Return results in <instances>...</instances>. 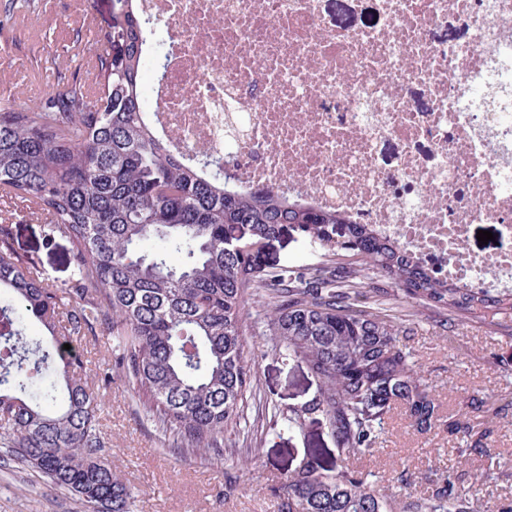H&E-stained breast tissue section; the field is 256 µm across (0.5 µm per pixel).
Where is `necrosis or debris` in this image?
<instances>
[{"label":"necrosis or debris","mask_w":512,"mask_h":512,"mask_svg":"<svg viewBox=\"0 0 512 512\" xmlns=\"http://www.w3.org/2000/svg\"><path fill=\"white\" fill-rule=\"evenodd\" d=\"M373 3L372 17L348 25L323 0H137L167 44L145 118L186 162L200 146L223 156L238 189L367 225L438 278L510 290L512 0ZM452 15L471 39L429 40ZM412 86L428 111L410 101ZM422 139L433 164L411 149ZM384 140L403 146L395 168ZM481 223L500 229L493 254L467 247Z\"/></svg>","instance_id":"necrosis-or-debris-1"}]
</instances>
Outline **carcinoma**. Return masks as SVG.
Listing matches in <instances>:
<instances>
[{
    "mask_svg": "<svg viewBox=\"0 0 512 512\" xmlns=\"http://www.w3.org/2000/svg\"><path fill=\"white\" fill-rule=\"evenodd\" d=\"M105 31L103 88L93 102L74 89L52 105L0 112V193L32 201L51 217L50 235L68 239V287L44 281L16 253L0 224V447L83 512H135L134 492L103 455L98 397L72 337L112 331L120 365L146 397L152 420L180 451H238L224 435L241 426L250 379L242 340L250 292L262 298L276 349L307 365L317 394L276 407L270 423L301 429L322 418L336 442V469L309 450L279 488V512H391L390 484L409 486L404 468L384 485L349 462L374 453L391 411L400 407L421 433L448 424L460 441L458 464L473 454L493 474V420L477 429L467 412L443 420L431 385L403 344L401 325L355 307L360 269L381 273L406 296L460 312H512V291L485 295L436 278L393 241L341 215L288 204L263 190L234 191L212 171L224 158L200 147L185 163L143 119L140 58L145 20L135 0H117ZM300 224L325 259L311 268L256 266L252 251ZM248 227L249 237L237 236ZM157 239L159 250L144 243ZM43 335L32 336L24 318ZM71 345L66 350L63 345ZM450 469L427 482L405 512H470Z\"/></svg>",
    "mask_w": 512,
    "mask_h": 512,
    "instance_id": "obj_1",
    "label": "carcinoma"
}]
</instances>
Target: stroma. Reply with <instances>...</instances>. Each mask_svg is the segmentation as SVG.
<instances>
[{"instance_id": "stroma-1", "label": "stroma", "mask_w": 512, "mask_h": 512, "mask_svg": "<svg viewBox=\"0 0 512 512\" xmlns=\"http://www.w3.org/2000/svg\"><path fill=\"white\" fill-rule=\"evenodd\" d=\"M111 22L110 0H0V108L20 111L45 105L71 89L95 82L88 55H103L101 31ZM14 228L16 250L32 257L43 278L66 287L72 277L66 238L49 237L46 223L30 218L21 200L0 199V217ZM262 268L315 265L320 249L299 225L254 249ZM360 299L386 302L406 330L405 344L424 379L432 382L443 415H454L470 396L488 408L505 407L490 448L501 453L508 473L487 479L478 495L479 512H499L512 503V316L484 310L460 313L406 299L389 279L362 271ZM259 304L244 309L243 341L252 366L242 435L248 455L200 458L178 451L146 413L118 364L111 335L78 336L100 400L97 414L104 453L136 495L137 512H277V492L305 450L314 448L325 469L336 466V445L323 420L302 429L271 430L272 407L312 399L316 382L299 358L272 351ZM457 441L446 428L422 434L393 410L373 456L358 468L377 477L397 464L408 467V492L423 494L424 477L457 464ZM0 512H79L75 501L52 488L9 456L0 455Z\"/></svg>"}]
</instances>
